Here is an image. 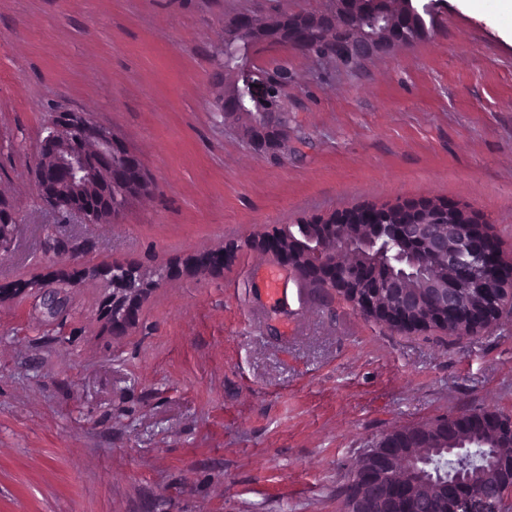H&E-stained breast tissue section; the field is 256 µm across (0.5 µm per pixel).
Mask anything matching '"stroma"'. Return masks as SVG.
I'll return each mask as SVG.
<instances>
[{
  "instance_id": "obj_1",
  "label": "stroma",
  "mask_w": 512,
  "mask_h": 512,
  "mask_svg": "<svg viewBox=\"0 0 512 512\" xmlns=\"http://www.w3.org/2000/svg\"><path fill=\"white\" fill-rule=\"evenodd\" d=\"M435 36L316 77L289 54L279 160L224 129L215 51L259 0H0V512H341L385 434L512 414V313L398 332L259 238L363 205L483 212L512 254V17L436 0ZM109 128L151 180L111 224L40 201L51 113ZM161 271L113 332L108 268ZM283 293L267 294L270 271Z\"/></svg>"
}]
</instances>
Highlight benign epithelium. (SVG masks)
<instances>
[{
	"label": "benign epithelium",
	"mask_w": 512,
	"mask_h": 512,
	"mask_svg": "<svg viewBox=\"0 0 512 512\" xmlns=\"http://www.w3.org/2000/svg\"><path fill=\"white\" fill-rule=\"evenodd\" d=\"M382 51L378 41L369 39L336 46V54L360 63ZM239 79L242 95L269 103L268 116L255 124L256 129L282 123L278 119L281 112L274 103L277 91L265 69L260 65L251 66L240 73ZM46 130L34 157V168L39 197L48 208L56 212L64 208L68 214L92 224L100 213H112L115 184L122 185L128 200L143 192L145 183L136 158L127 152L124 164L117 165L113 160L117 138L85 113L54 112ZM15 223L12 207L0 201L1 242ZM370 230L372 235L368 242L376 243L384 233L403 246L413 245L420 254L448 264L454 279L446 286L428 283L425 299L406 288L404 276L389 279L383 282L382 291L390 298V304L381 306L376 302L375 292L364 287L363 269H358L355 275L343 274L322 256L323 238L313 247L319 261L311 267L310 275L332 281L340 291L356 296L365 312L386 320L397 329L413 327L409 316L418 312L425 302L427 316L420 324L465 326L471 332L490 318L491 309L464 307L460 289L478 288L494 300L512 286V267L499 263L501 247L496 238L487 235L480 225H465L451 218L444 209L433 212L425 220L411 218L394 224H373ZM451 233L457 234L456 245L452 248L448 247ZM136 305L134 296L114 291L110 313L112 328L122 329L132 322ZM401 448L403 444L395 440L390 446L374 445L364 451L357 482L368 487L369 493L348 501L346 512H375L383 501L387 504L385 512H512V488L494 496L495 486L480 485L463 472L438 479L436 495L423 498L416 493V487L432 482L430 473L418 468L413 459L401 457ZM405 468L409 471L408 479L398 476Z\"/></svg>",
	"instance_id": "1"
}]
</instances>
